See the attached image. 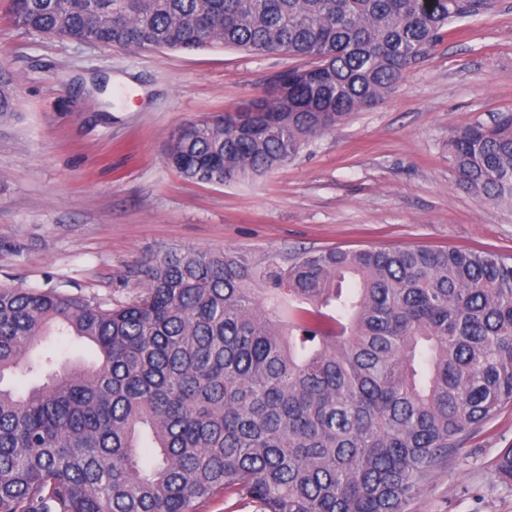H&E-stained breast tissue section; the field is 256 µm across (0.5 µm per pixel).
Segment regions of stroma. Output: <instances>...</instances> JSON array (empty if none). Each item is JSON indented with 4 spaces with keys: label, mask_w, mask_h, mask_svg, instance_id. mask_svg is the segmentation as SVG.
Instances as JSON below:
<instances>
[{
    "label": "stroma",
    "mask_w": 512,
    "mask_h": 512,
    "mask_svg": "<svg viewBox=\"0 0 512 512\" xmlns=\"http://www.w3.org/2000/svg\"><path fill=\"white\" fill-rule=\"evenodd\" d=\"M0 0V71L15 116L0 123V283L113 305L141 290L160 250L242 249L292 259L330 248L427 247L512 255V208L460 188L448 138L512 111V0L456 20L382 101L312 138L253 181L209 185L165 161L190 120L265 94L302 57L233 47L129 51L44 38ZM512 407L474 433L405 512H512L495 480Z\"/></svg>",
    "instance_id": "stroma-1"
}]
</instances>
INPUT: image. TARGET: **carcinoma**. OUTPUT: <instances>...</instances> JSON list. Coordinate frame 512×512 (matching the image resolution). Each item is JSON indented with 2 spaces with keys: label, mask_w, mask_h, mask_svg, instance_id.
<instances>
[{
  "label": "carcinoma",
  "mask_w": 512,
  "mask_h": 512,
  "mask_svg": "<svg viewBox=\"0 0 512 512\" xmlns=\"http://www.w3.org/2000/svg\"><path fill=\"white\" fill-rule=\"evenodd\" d=\"M494 0H10L45 37L215 46L312 59L279 73L241 124H186L166 161L246 182L384 98L448 23ZM16 87L0 75V122ZM457 184L512 206V112L448 139ZM106 307L0 285V512H193L220 493L257 512H403L461 445L512 406V257L328 249L289 263L166 250ZM53 336L91 343L78 370ZM41 383L19 394L7 376ZM147 436L154 454L143 458ZM494 477L512 484V448Z\"/></svg>",
  "instance_id": "obj_1"
}]
</instances>
